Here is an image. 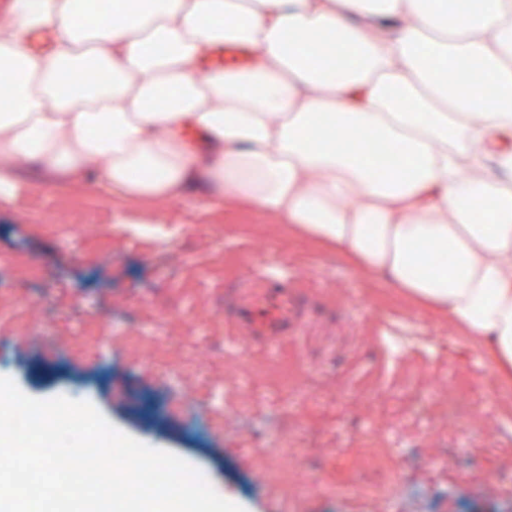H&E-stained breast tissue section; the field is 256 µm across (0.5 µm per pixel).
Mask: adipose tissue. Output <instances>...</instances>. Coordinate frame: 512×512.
Returning a JSON list of instances; mask_svg holds the SVG:
<instances>
[{"mask_svg":"<svg viewBox=\"0 0 512 512\" xmlns=\"http://www.w3.org/2000/svg\"><path fill=\"white\" fill-rule=\"evenodd\" d=\"M84 2L0 0V185L30 164L147 208L204 185L459 328L512 394V0Z\"/></svg>","mask_w":512,"mask_h":512,"instance_id":"1","label":"adipose tissue"}]
</instances>
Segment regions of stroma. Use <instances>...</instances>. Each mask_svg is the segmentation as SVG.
Listing matches in <instances>:
<instances>
[{"label":"stroma","mask_w":512,"mask_h":512,"mask_svg":"<svg viewBox=\"0 0 512 512\" xmlns=\"http://www.w3.org/2000/svg\"><path fill=\"white\" fill-rule=\"evenodd\" d=\"M74 205L85 232L69 222ZM253 272L299 292L302 322L281 344L236 336L227 318L226 297ZM18 313L37 339L14 336ZM105 319L111 346L73 342ZM431 321L201 186L154 214L34 168L0 188V377L37 399L92 403L245 512H512V416L449 419V377L483 396L491 372L454 327L425 333ZM158 322L174 340L162 370L150 340L122 336ZM284 435L297 447L278 467Z\"/></svg>","instance_id":"35a3bbf8"}]
</instances>
